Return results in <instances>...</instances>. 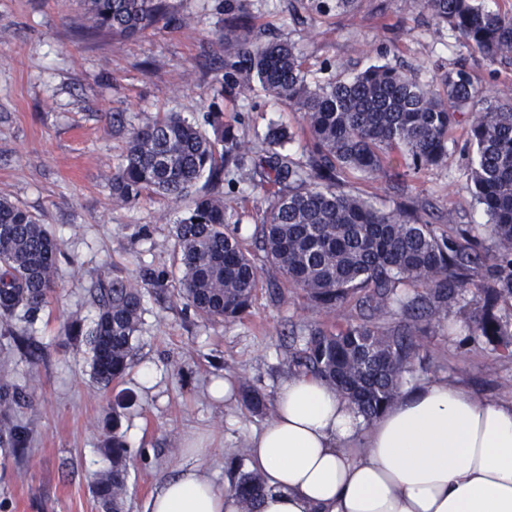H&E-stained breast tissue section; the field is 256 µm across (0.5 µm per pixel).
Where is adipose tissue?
Wrapping results in <instances>:
<instances>
[{"label": "adipose tissue", "instance_id": "1", "mask_svg": "<svg viewBox=\"0 0 512 512\" xmlns=\"http://www.w3.org/2000/svg\"><path fill=\"white\" fill-rule=\"evenodd\" d=\"M259 512H512V399L447 380L402 386L372 422L310 374L277 388L272 418L250 434ZM145 512H244L200 466L161 483Z\"/></svg>", "mask_w": 512, "mask_h": 512}]
</instances>
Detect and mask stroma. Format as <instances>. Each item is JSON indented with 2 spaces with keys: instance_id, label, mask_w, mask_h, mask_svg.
I'll use <instances>...</instances> for the list:
<instances>
[{
  "instance_id": "35a3bbf8",
  "label": "stroma",
  "mask_w": 512,
  "mask_h": 512,
  "mask_svg": "<svg viewBox=\"0 0 512 512\" xmlns=\"http://www.w3.org/2000/svg\"><path fill=\"white\" fill-rule=\"evenodd\" d=\"M243 11L254 18V38L293 43L313 74L336 67L347 77L381 58L431 70L463 56L476 78L487 77L477 58L424 24L408 0H357L352 11L323 14L311 0H167L166 19L134 38L84 34L79 0H0V198L39 216L62 243L48 306L33 323H0V385L35 391L34 401L16 411L32 430L28 451L0 464V512H101L91 481L110 468L104 447L115 433L133 453L130 512H143L149 493L178 475L198 444L211 449L203 467L223 482L227 458L242 453L246 435L267 418L241 401L212 397V383L246 382L273 397L288 376L291 331L355 316L347 306L313 309L299 289L272 298L281 279L271 272L250 312L236 320L205 321L185 312L172 291H148L133 365L106 391L92 381L83 346L67 334L72 321L87 327L94 320L90 290L100 275L139 284L151 271L172 269L173 226L188 206L113 196L126 139L113 132L112 113H124L134 127L161 112L198 123L216 104L236 134L256 146L269 124L301 123V113L274 104L260 88L225 82L230 21ZM467 174L459 142L447 164L408 186L436 213L456 204L467 223L483 217L479 206L453 196ZM16 333L43 347V363L34 367L21 357ZM468 334L460 322L432 323L424 351L429 376L481 397L511 398L512 359L479 341L462 344ZM146 369L152 382L141 377Z\"/></svg>"
}]
</instances>
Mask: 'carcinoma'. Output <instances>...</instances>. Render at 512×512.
I'll return each instance as SVG.
<instances>
[{
  "instance_id": "1",
  "label": "carcinoma",
  "mask_w": 512,
  "mask_h": 512,
  "mask_svg": "<svg viewBox=\"0 0 512 512\" xmlns=\"http://www.w3.org/2000/svg\"><path fill=\"white\" fill-rule=\"evenodd\" d=\"M89 30L124 37L144 34L165 16L164 0H82ZM438 29H446L485 62L490 79L512 66V9L488 10L482 0H414ZM228 81L258 84L282 106L303 116L295 128L270 127L255 151L224 127L211 110L201 128L170 112L126 134L123 160L112 173V193L124 203L143 195L180 201L208 176L234 190L231 174L247 171L251 190L269 198L261 224L246 239L231 224L226 195L196 198L174 225L177 297L206 320H235L249 312L262 281L261 256L308 303L331 312L353 305L360 321L311 327L295 336L286 364L336 386L370 421L398 396L407 376L426 370L421 355L428 324L459 305L475 279L484 291L472 335L512 358V96L490 91L463 61L437 69L429 80L389 63L348 78L325 74L308 80L305 62L290 42L243 40L225 60ZM462 132L471 149L467 183L458 192L481 207L483 224H458L448 209V233L439 234L425 205L402 203L389 211L348 189L361 175L376 181L396 164L416 176L448 159ZM302 144V157L284 152ZM60 241L38 216L0 199V320L18 312L34 321L57 288ZM422 291L409 293L406 286ZM96 318L70 325L89 356L91 378L107 389L123 379L134 356L144 288L100 277L92 288ZM403 320L387 325L384 318ZM241 399L263 414L262 394L241 384ZM33 388H0V447H27L29 431L10 416L32 402ZM109 470L91 485L102 512H125L130 452L112 435ZM245 512H257L261 477L228 462Z\"/></svg>"
}]
</instances>
